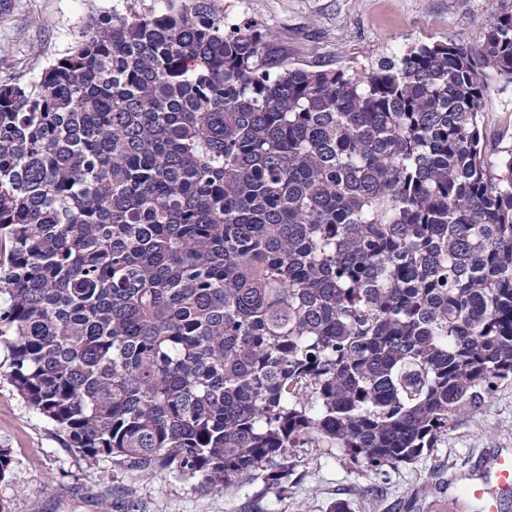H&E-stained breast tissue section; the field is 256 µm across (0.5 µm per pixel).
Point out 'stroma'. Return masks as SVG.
<instances>
[{
    "instance_id": "35a3bbf8",
    "label": "stroma",
    "mask_w": 512,
    "mask_h": 512,
    "mask_svg": "<svg viewBox=\"0 0 512 512\" xmlns=\"http://www.w3.org/2000/svg\"><path fill=\"white\" fill-rule=\"evenodd\" d=\"M122 0H0V82L37 80L71 47L89 18ZM231 13L275 30L278 49L312 68L361 66L420 43L453 40L480 47L501 0H224ZM483 115L486 153L512 146V86L496 78ZM0 350V449L12 469L0 478V512H122L124 496L141 512H476L464 492L482 459L512 453V381L453 416L433 448L413 461L375 471L346 452L309 444L292 452L287 494L263 478L224 493L174 473H130L88 464L7 378Z\"/></svg>"
}]
</instances>
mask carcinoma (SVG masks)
<instances>
[{
    "label": "carcinoma",
    "mask_w": 512,
    "mask_h": 512,
    "mask_svg": "<svg viewBox=\"0 0 512 512\" xmlns=\"http://www.w3.org/2000/svg\"><path fill=\"white\" fill-rule=\"evenodd\" d=\"M124 0L0 84V346L90 464L218 492L289 454L380 468L512 380V148L482 46L297 67L224 0ZM487 100L482 118L487 132L486 153L495 162L501 148L512 146V86H503L498 78L490 79Z\"/></svg>",
    "instance_id": "cac0c4a2"
}]
</instances>
